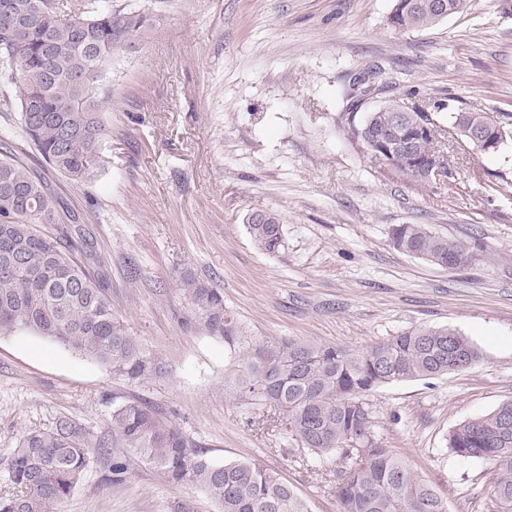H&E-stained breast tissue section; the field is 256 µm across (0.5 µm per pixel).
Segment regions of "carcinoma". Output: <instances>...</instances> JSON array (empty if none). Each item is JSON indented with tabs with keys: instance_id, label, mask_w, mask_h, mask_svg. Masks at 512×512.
I'll return each instance as SVG.
<instances>
[{
	"instance_id": "carcinoma-1",
	"label": "carcinoma",
	"mask_w": 512,
	"mask_h": 512,
	"mask_svg": "<svg viewBox=\"0 0 512 512\" xmlns=\"http://www.w3.org/2000/svg\"><path fill=\"white\" fill-rule=\"evenodd\" d=\"M17 13L31 15L22 27L0 20V84L14 86L20 110L18 131H0V335L25 332L57 343L139 382L161 378L167 366L151 354L115 315L105 261L75 226L56 223L59 201L45 178L21 163L13 150L17 137L30 142L44 162L75 183L91 177L92 158L106 137L94 88L117 57L139 51L157 23L155 9L131 8L102 0H11ZM439 0H394L388 18L397 31H423L443 21ZM399 107L394 99L369 112L362 127L386 126ZM426 113H408L403 137L409 154L397 156L390 171L410 177L426 162L434 141L414 125ZM460 142L474 126L495 122L487 112L450 115ZM256 246L275 253L283 246L282 225L269 213L247 223ZM392 246L449 270L466 266L468 246L431 233L425 224H395ZM181 291L197 327L206 335L233 341L241 330L224 308V289L180 275ZM476 347L456 330L415 329L366 350L302 339L254 341L237 360L233 385L238 400L261 405L265 423L320 459H336L340 512H446L434 486L386 448L372 431L364 397L394 382L447 375L477 363ZM512 400L468 419L448 434L449 452L490 460L496 467L491 497L497 512H512ZM112 433L176 482L204 489L221 512H308L298 493L281 477L254 461L210 458L174 423L143 400H130L112 412ZM110 457L115 476L126 473L107 443H94L77 422L60 417L47 430L26 433L6 459L13 492L0 494V512H60L92 453Z\"/></svg>"
}]
</instances>
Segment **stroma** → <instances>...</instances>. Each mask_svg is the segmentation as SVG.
Here are the masks:
<instances>
[{"mask_svg": "<svg viewBox=\"0 0 512 512\" xmlns=\"http://www.w3.org/2000/svg\"><path fill=\"white\" fill-rule=\"evenodd\" d=\"M394 0H161L139 52L95 89L108 137L83 184L14 148L44 174L57 221L80 224L109 260L116 315L169 374L145 382L28 333L0 336V459L62 416L108 438L127 471L92 457L62 512H220L113 436L112 412L141 399L218 462L277 472L308 512H338L336 464L251 425L233 396L244 344L304 339L365 349L415 328L450 327L479 351L470 369L400 381L365 397L385 447L444 498L448 512H496L492 463L449 454L459 423L512 400V139L457 149L453 178L422 184L380 169L353 130L379 105L352 107L353 77L381 68L399 95L476 107L512 123V0H468L433 29L388 24ZM267 211L283 247L259 250L247 216ZM395 224L469 245L451 271L400 253ZM191 270L224 290L244 334L196 327L180 290Z\"/></svg>", "mask_w": 512, "mask_h": 512, "instance_id": "obj_1", "label": "stroma"}]
</instances>
